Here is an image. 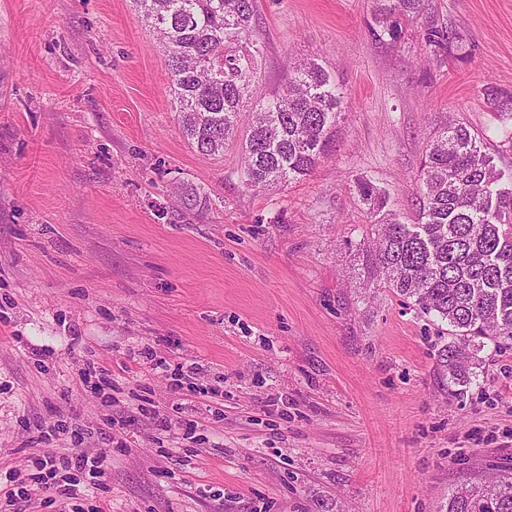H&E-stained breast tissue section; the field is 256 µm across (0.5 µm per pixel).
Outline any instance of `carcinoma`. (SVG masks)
Segmentation results:
<instances>
[{
  "label": "carcinoma",
  "mask_w": 512,
  "mask_h": 512,
  "mask_svg": "<svg viewBox=\"0 0 512 512\" xmlns=\"http://www.w3.org/2000/svg\"><path fill=\"white\" fill-rule=\"evenodd\" d=\"M374 34L396 39L421 19L425 44L441 60L458 33L428 16L425 0H375ZM167 52V80L182 133L206 156L224 155L239 135L261 45L250 39L256 0H135ZM344 96L322 64L289 71L281 91L253 109L241 138L248 185L267 188L310 175L332 146ZM418 222L401 224L369 179L353 190L373 218L359 245L364 273L418 313L448 326L438 363L461 397L482 368L485 341L512 346V188L476 135L449 121L426 145ZM447 512H512V468L461 484Z\"/></svg>",
  "instance_id": "obj_1"
}]
</instances>
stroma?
<instances>
[{"label": "stroma", "mask_w": 512, "mask_h": 512, "mask_svg": "<svg viewBox=\"0 0 512 512\" xmlns=\"http://www.w3.org/2000/svg\"><path fill=\"white\" fill-rule=\"evenodd\" d=\"M374 0H257L263 53L247 108L316 61L344 93L338 137L303 180L255 191L237 145L190 147L165 51L133 0H0V475L32 428L74 420V452L125 420L106 512H445L456 485L512 466V349L448 393L432 320L363 293L361 177L413 223L425 146L445 120L512 176L487 87L512 94V0H428L461 35L433 61L418 21L372 33ZM207 193L202 211L175 192ZM78 342H71V333ZM154 345L169 370L131 358ZM52 359L42 360L45 350ZM163 408L195 402L192 438L80 381L86 352ZM198 362L215 412L171 370Z\"/></svg>", "instance_id": "1"}]
</instances>
